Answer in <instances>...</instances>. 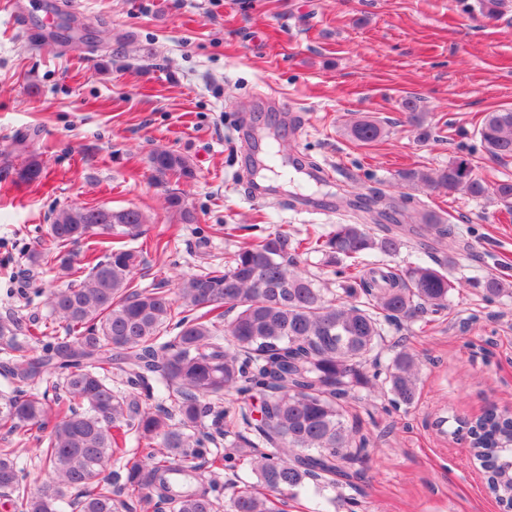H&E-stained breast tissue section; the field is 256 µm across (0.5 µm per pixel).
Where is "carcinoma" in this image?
<instances>
[{"label":"carcinoma","mask_w":512,"mask_h":512,"mask_svg":"<svg viewBox=\"0 0 512 512\" xmlns=\"http://www.w3.org/2000/svg\"><path fill=\"white\" fill-rule=\"evenodd\" d=\"M477 8L494 19L506 0H477ZM403 107L428 138L416 100H404ZM350 134L367 144L381 128L363 119ZM477 135L490 158H512V109L487 113ZM150 163L166 185L194 176L174 151H156ZM472 170V159L462 156L439 171L407 169L399 177L473 197L491 192L512 207V181L490 188ZM41 174L34 155L17 172L22 182ZM165 201L180 223L196 222L179 189L168 187ZM419 221L440 241L451 234L431 210L420 211ZM147 223L139 207L70 205L48 224L52 248L29 255L32 263L48 259L80 282L48 291L52 314L65 322L63 337L38 336L16 319L0 321V349L11 356L3 365L0 431L20 444L28 441L27 430L40 431L39 455L52 472L31 492L16 449L0 448V491L14 495V512H124V488L172 512H216L219 475L235 471L244 455L252 457L258 482L282 497L308 485L359 491L369 437L348 425L350 400L360 389L396 404L415 400L419 361L405 348L382 361L384 332L427 310L448 309L455 287L447 263L437 269L419 261L374 263L369 257L397 254L402 240L386 225L373 229L356 220L326 234L308 230L296 242L295 249L322 255L325 265L343 266L340 287L329 297L288 256L286 233L249 237L224 267L180 277L174 291L162 285L141 290L133 274L142 253L131 243ZM80 243L104 245L105 254L68 249ZM482 288L490 301L512 294V282L498 277ZM115 370L148 401L151 382L160 384L178 398L177 413L160 404L143 408L135 395L113 388ZM59 387L66 402L54 407L49 391ZM233 395L239 405L221 407ZM253 400L261 401L255 423L247 411ZM467 434L489 492L507 506L501 494L512 469V417L491 408ZM131 438L139 459L129 464ZM220 438L224 448L212 449ZM110 465L126 470L124 487L117 486L119 472L108 477ZM231 512H275V503L239 491Z\"/></svg>","instance_id":"1"}]
</instances>
